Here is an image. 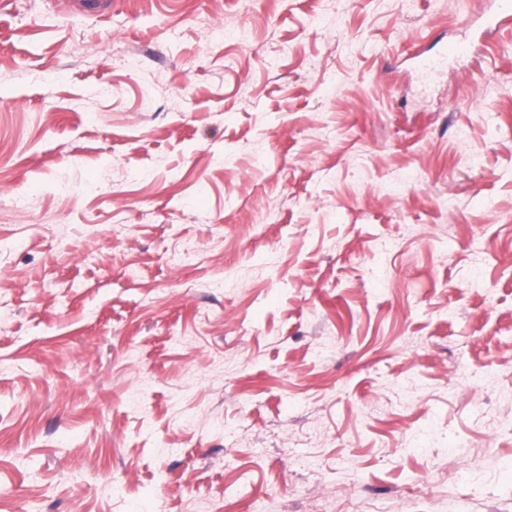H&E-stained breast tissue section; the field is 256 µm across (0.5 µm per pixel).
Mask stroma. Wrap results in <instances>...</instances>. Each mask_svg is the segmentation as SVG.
I'll list each match as a JSON object with an SVG mask.
<instances>
[{
	"mask_svg": "<svg viewBox=\"0 0 512 512\" xmlns=\"http://www.w3.org/2000/svg\"><path fill=\"white\" fill-rule=\"evenodd\" d=\"M495 8L0 0V512H512Z\"/></svg>",
	"mask_w": 512,
	"mask_h": 512,
	"instance_id": "1",
	"label": "stroma"
}]
</instances>
